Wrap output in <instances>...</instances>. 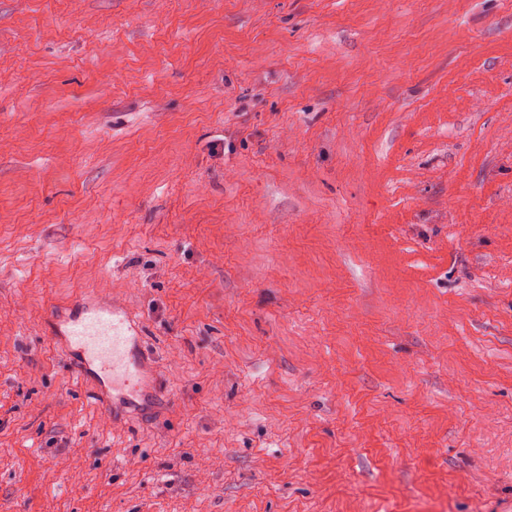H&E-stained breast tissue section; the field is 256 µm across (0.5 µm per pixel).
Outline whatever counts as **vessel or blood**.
I'll use <instances>...</instances> for the list:
<instances>
[{
	"instance_id": "b4317fda",
	"label": "vessel or blood",
	"mask_w": 512,
	"mask_h": 512,
	"mask_svg": "<svg viewBox=\"0 0 512 512\" xmlns=\"http://www.w3.org/2000/svg\"><path fill=\"white\" fill-rule=\"evenodd\" d=\"M48 320L51 339L75 353V374L94 382L106 410L141 409L153 366L144 350L143 327L124 306L88 295L56 306Z\"/></svg>"
}]
</instances>
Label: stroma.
Listing matches in <instances>:
<instances>
[{"label":"stroma","instance_id":"stroma-1","mask_svg":"<svg viewBox=\"0 0 512 512\" xmlns=\"http://www.w3.org/2000/svg\"><path fill=\"white\" fill-rule=\"evenodd\" d=\"M0 512H512V0H0ZM47 319L51 339L77 355L75 374L94 382L98 401L112 410V417L117 411L141 409L143 385L153 366L144 350L142 324L124 306L106 296L87 295L56 306Z\"/></svg>","mask_w":512,"mask_h":512}]
</instances>
